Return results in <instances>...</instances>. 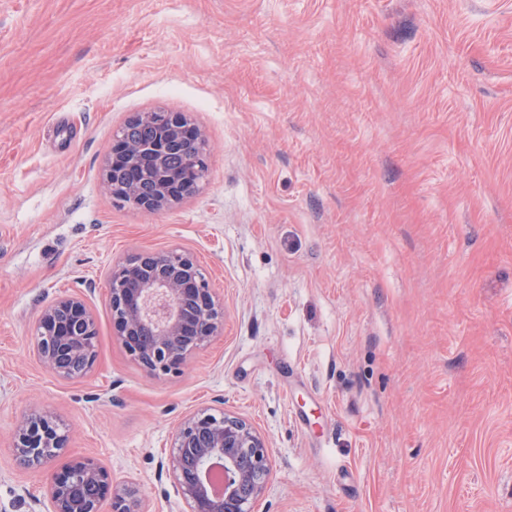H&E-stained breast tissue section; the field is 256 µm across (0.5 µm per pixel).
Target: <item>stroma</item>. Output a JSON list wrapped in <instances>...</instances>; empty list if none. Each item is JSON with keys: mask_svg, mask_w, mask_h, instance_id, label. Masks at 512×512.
I'll return each mask as SVG.
<instances>
[{"mask_svg": "<svg viewBox=\"0 0 512 512\" xmlns=\"http://www.w3.org/2000/svg\"><path fill=\"white\" fill-rule=\"evenodd\" d=\"M159 109L204 130L207 177L117 207L112 136ZM173 248L226 316L159 378L107 276ZM62 295L97 320L76 380L31 347ZM220 407L269 446L258 512H512V0H0V512H43L30 409L184 512L159 466Z\"/></svg>", "mask_w": 512, "mask_h": 512, "instance_id": "1", "label": "stroma"}]
</instances>
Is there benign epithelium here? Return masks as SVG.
Returning <instances> with one entry per match:
<instances>
[{
  "instance_id": "1",
  "label": "benign epithelium",
  "mask_w": 512,
  "mask_h": 512,
  "mask_svg": "<svg viewBox=\"0 0 512 512\" xmlns=\"http://www.w3.org/2000/svg\"><path fill=\"white\" fill-rule=\"evenodd\" d=\"M139 131L113 136L102 184L113 200L144 212L161 211L194 194L202 183L207 139L183 112H140L126 122ZM188 140L200 153L183 168H170ZM112 333L129 359L153 376L179 373L191 354L222 332L224 301L200 274L193 255L180 249L144 250L112 265L108 277ZM97 322L86 302L62 296L49 302L35 325L33 353L53 376H86L97 359ZM19 462L43 474L45 512H141V490L112 478L90 455L51 462L67 448L53 418L35 409L14 434ZM168 472L186 512H255L272 474L261 434L229 410L199 409L183 417L172 433Z\"/></svg>"
}]
</instances>
